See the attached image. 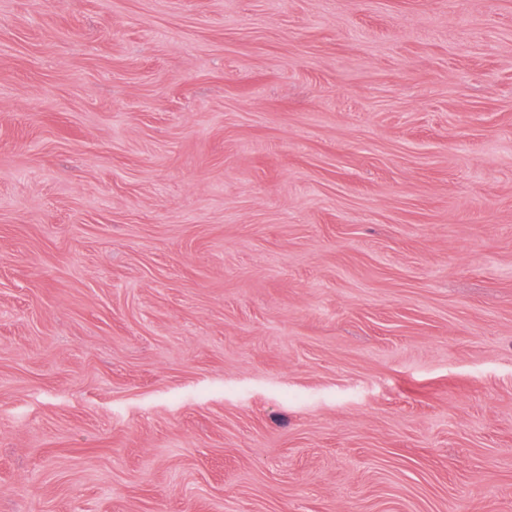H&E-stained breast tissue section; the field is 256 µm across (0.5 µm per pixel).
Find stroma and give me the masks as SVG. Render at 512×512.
Returning <instances> with one entry per match:
<instances>
[{"label":"stroma","mask_w":512,"mask_h":512,"mask_svg":"<svg viewBox=\"0 0 512 512\" xmlns=\"http://www.w3.org/2000/svg\"><path fill=\"white\" fill-rule=\"evenodd\" d=\"M0 512H512V0H0Z\"/></svg>","instance_id":"35a3bbf8"}]
</instances>
